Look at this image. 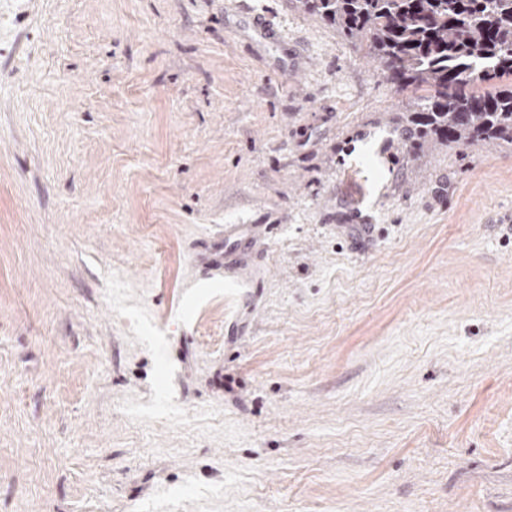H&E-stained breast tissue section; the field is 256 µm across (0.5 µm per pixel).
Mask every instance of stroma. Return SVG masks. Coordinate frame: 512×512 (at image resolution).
Masks as SVG:
<instances>
[{
	"instance_id": "obj_1",
	"label": "stroma",
	"mask_w": 512,
	"mask_h": 512,
	"mask_svg": "<svg viewBox=\"0 0 512 512\" xmlns=\"http://www.w3.org/2000/svg\"><path fill=\"white\" fill-rule=\"evenodd\" d=\"M410 101L291 0H0V512H512V144ZM215 265L224 266V283L236 285L246 279L244 270L247 267L245 248L242 247L241 239L235 236L224 238V252H221L215 259Z\"/></svg>"
}]
</instances>
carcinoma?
<instances>
[{
  "label": "carcinoma",
  "instance_id": "carcinoma-1",
  "mask_svg": "<svg viewBox=\"0 0 512 512\" xmlns=\"http://www.w3.org/2000/svg\"><path fill=\"white\" fill-rule=\"evenodd\" d=\"M366 51L421 149L512 143V0H294Z\"/></svg>",
  "mask_w": 512,
  "mask_h": 512
}]
</instances>
